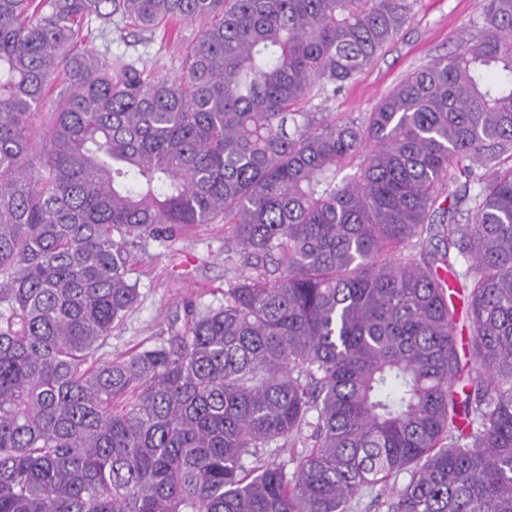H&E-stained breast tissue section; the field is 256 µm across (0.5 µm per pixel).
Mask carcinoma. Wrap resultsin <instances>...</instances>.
I'll list each match as a JSON object with an SVG mask.
<instances>
[{
	"instance_id": "1",
	"label": "carcinoma",
	"mask_w": 512,
	"mask_h": 512,
	"mask_svg": "<svg viewBox=\"0 0 512 512\" xmlns=\"http://www.w3.org/2000/svg\"><path fill=\"white\" fill-rule=\"evenodd\" d=\"M411 9L0 0V512H512V0L373 111L300 107ZM92 19L203 27L168 80L82 48ZM219 218L224 305L98 357L134 248Z\"/></svg>"
}]
</instances>
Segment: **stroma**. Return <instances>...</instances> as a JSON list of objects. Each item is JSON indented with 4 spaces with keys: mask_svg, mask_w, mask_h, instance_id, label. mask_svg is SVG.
<instances>
[{
    "mask_svg": "<svg viewBox=\"0 0 512 512\" xmlns=\"http://www.w3.org/2000/svg\"><path fill=\"white\" fill-rule=\"evenodd\" d=\"M486 0H415L408 22L375 62L344 90L323 93L312 101L322 112L360 116L372 111L405 75L434 58L453 51L460 34L472 31ZM200 27L181 22L177 38L139 34L127 28L100 35L89 24L85 46L107 54L115 64L145 62L151 76L175 78L183 56ZM139 305L115 328L100 354L111 357L134 347H150L166 338L167 323L183 300L200 308L224 302L229 282L244 275V267L224 259V225L196 224L176 239L151 237L136 250Z\"/></svg>",
    "mask_w": 512,
    "mask_h": 512,
    "instance_id": "obj_1",
    "label": "stroma"
}]
</instances>
